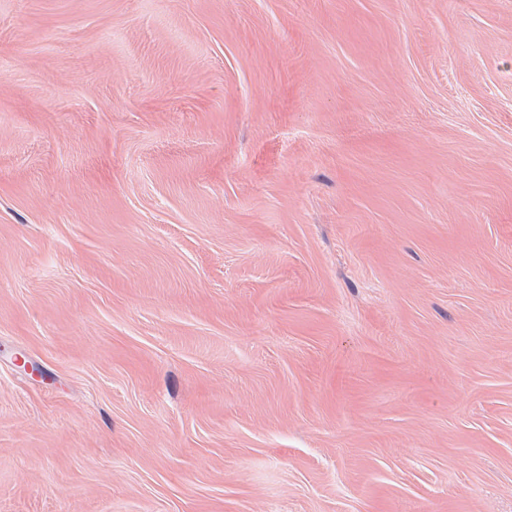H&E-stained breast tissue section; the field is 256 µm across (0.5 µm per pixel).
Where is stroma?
<instances>
[{
    "label": "stroma",
    "mask_w": 512,
    "mask_h": 512,
    "mask_svg": "<svg viewBox=\"0 0 512 512\" xmlns=\"http://www.w3.org/2000/svg\"><path fill=\"white\" fill-rule=\"evenodd\" d=\"M0 512H512V0H0Z\"/></svg>",
    "instance_id": "35a3bbf8"
}]
</instances>
